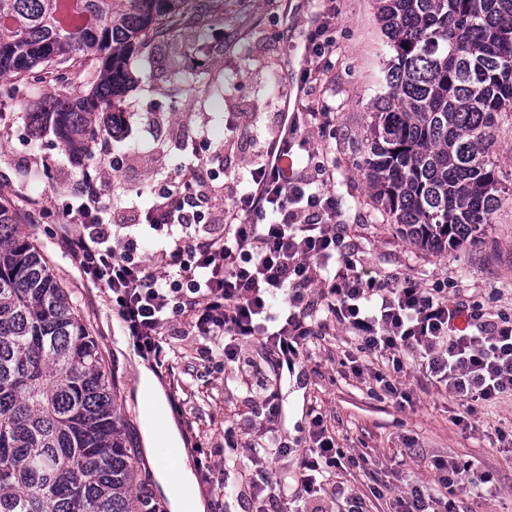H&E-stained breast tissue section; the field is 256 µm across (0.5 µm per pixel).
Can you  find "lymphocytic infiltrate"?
<instances>
[{"label": "lymphocytic infiltrate", "mask_w": 512, "mask_h": 512, "mask_svg": "<svg viewBox=\"0 0 512 512\" xmlns=\"http://www.w3.org/2000/svg\"><path fill=\"white\" fill-rule=\"evenodd\" d=\"M317 118L311 107L279 113L248 179L233 175L220 225L205 221L203 188L213 157L151 189L140 218L161 243L158 267L143 259L133 236L105 222L89 177L72 189L77 219L62 225L60 248L94 286L111 291L126 336L139 354L157 361L167 334L195 337L207 366L219 358L238 362L242 349L258 342L267 365L287 376L321 314L393 371L417 367L422 388L445 385L468 407L511 396L512 316L407 276L372 275L348 239L327 169L308 136ZM255 412L266 424L263 437L232 459L230 469L291 451L279 430L286 411L278 393L265 395ZM302 442L300 471L274 479L264 473L255 482L273 512L317 500L327 474L342 465L343 453L320 417H312Z\"/></svg>", "instance_id": "obj_1"}]
</instances>
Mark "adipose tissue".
<instances>
[{
    "mask_svg": "<svg viewBox=\"0 0 512 512\" xmlns=\"http://www.w3.org/2000/svg\"><path fill=\"white\" fill-rule=\"evenodd\" d=\"M138 394L151 401L158 418L157 426L143 435L146 448H172L176 451L174 457L160 461L155 470V479L168 501L170 512H204L205 505L191 461L188 454L180 450V433L169 415L164 391L148 369L139 371Z\"/></svg>",
    "mask_w": 512,
    "mask_h": 512,
    "instance_id": "1",
    "label": "adipose tissue"
}]
</instances>
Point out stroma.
Instances as JSON below:
<instances>
[{"label": "stroma", "mask_w": 512, "mask_h": 512, "mask_svg": "<svg viewBox=\"0 0 512 512\" xmlns=\"http://www.w3.org/2000/svg\"><path fill=\"white\" fill-rule=\"evenodd\" d=\"M209 23L208 47L192 51L197 30L151 41L129 61L134 79L119 107L122 126L110 148L123 158L119 171L94 158L78 165L64 155L53 133L32 139L25 113L52 94L49 85L19 81L12 97L0 99V200L8 201L45 258L98 346L102 365L122 408L132 446L138 447V477L154 484L156 457L142 453L148 422L137 394L131 340L105 290L94 287L58 246L59 227L68 223L64 207L73 185L92 176L99 205L116 223L134 226L146 254L155 237L138 226L146 192L191 161L187 151L200 132L212 148L223 149L231 171L256 163L257 152L275 130L300 77V48L320 16L331 15L332 46L321 60L325 76L310 92V102L330 114L325 132L314 133L315 146L333 164L331 187L341 203L351 236L371 271L381 278L400 273L427 288L478 303L493 313L512 314V112L504 113L492 138L491 157L508 197L480 243L433 253L421 250L395 224L383 223L369 199L359 169L379 92L380 66L389 54L377 20V0H201ZM182 72L198 74L182 83ZM158 381L174 405V419L189 454L206 506L225 502L230 512H256L253 469L228 474L224 428L241 425L239 447L254 433L246 428L254 402L278 391L287 409L282 433L301 437L311 413H319L338 447L356 459L325 485L318 505L323 512H344L337 484L364 499V512H394L395 501L418 485L430 494L448 495L472 512H512V396L479 404L465 415L443 387L422 391L419 374L397 375L408 400L396 403L377 386L372 358L360 353L345 329L331 325L311 339L294 374L282 378L264 366L261 345L242 352L239 368L203 369L198 345L190 336H171ZM470 459L488 473L489 483L444 487L430 466L434 458Z\"/></svg>", "instance_id": "1"}]
</instances>
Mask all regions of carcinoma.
I'll return each mask as SVG.
<instances>
[{"label": "carcinoma", "instance_id": "obj_1", "mask_svg": "<svg viewBox=\"0 0 512 512\" xmlns=\"http://www.w3.org/2000/svg\"><path fill=\"white\" fill-rule=\"evenodd\" d=\"M389 58L360 170L375 209L422 249L481 239L504 202L488 151L512 109V0H379ZM183 0H0V99L76 69L26 112L89 157L130 82L129 58L204 16ZM98 348L15 212L0 202V512H156L133 482Z\"/></svg>", "mask_w": 512, "mask_h": 512}]
</instances>
